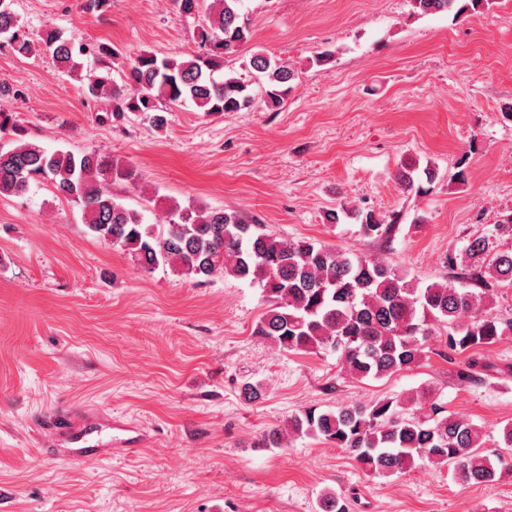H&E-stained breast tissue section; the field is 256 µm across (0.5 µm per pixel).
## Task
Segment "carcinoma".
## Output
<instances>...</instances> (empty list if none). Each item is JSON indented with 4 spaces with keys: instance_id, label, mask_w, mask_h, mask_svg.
Here are the masks:
<instances>
[{
    "instance_id": "carcinoma-1",
    "label": "carcinoma",
    "mask_w": 512,
    "mask_h": 512,
    "mask_svg": "<svg viewBox=\"0 0 512 512\" xmlns=\"http://www.w3.org/2000/svg\"><path fill=\"white\" fill-rule=\"evenodd\" d=\"M242 2L176 0L186 15L206 11L197 34L204 51L137 54L124 74L132 93H124L112 79L106 58L113 53L98 46L105 60L88 93L110 98L114 117L144 114L158 127L167 123L172 108L187 104L207 113L250 111L259 101L270 110L280 108L295 79L288 62L262 51L246 60L261 84L259 98L240 79L224 75V57L251 38ZM483 2L412 0L420 16L457 17L478 11ZM0 38L19 53L33 49L11 0H0ZM41 43L58 64L70 71L78 67L79 51L56 28L46 27ZM133 176V170L97 152L76 156L22 140L0 147L1 196H22L46 182L57 197L81 208L90 232L120 247L145 270L162 266L187 278L227 275L258 285L267 308L256 335L280 351L334 353L344 375L378 379L418 366L435 326L442 329L450 355L476 351L512 332V317L502 318L488 307L493 286L512 287V250H497L492 234L469 240L459 256L448 258L450 268L471 273L472 285L421 288L383 261L326 243L279 240L224 208L177 205L168 223L149 224L112 192L113 182ZM345 219L359 225L367 238L379 239L391 230L372 210L342 206L325 214L329 224ZM413 398L418 408L408 416L398 399L329 411L309 408L290 418L288 432L348 449L370 476L392 477L421 457L452 466L455 480L469 487L500 478L501 453L512 451V423L486 440L477 426L448 412L430 392ZM321 505L322 512H349L346 501L330 491L322 494Z\"/></svg>"
}]
</instances>
